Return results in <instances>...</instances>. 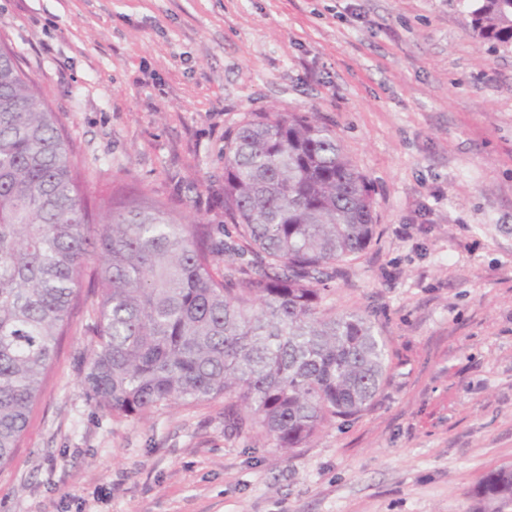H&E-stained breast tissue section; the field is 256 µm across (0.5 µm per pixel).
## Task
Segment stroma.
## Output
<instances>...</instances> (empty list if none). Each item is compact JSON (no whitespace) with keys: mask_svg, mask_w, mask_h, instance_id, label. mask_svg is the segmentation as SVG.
I'll list each match as a JSON object with an SVG mask.
<instances>
[{"mask_svg":"<svg viewBox=\"0 0 512 512\" xmlns=\"http://www.w3.org/2000/svg\"><path fill=\"white\" fill-rule=\"evenodd\" d=\"M56 113L88 200L141 189L224 221V136L318 112L373 190L376 230L323 301L365 312L388 372L363 412L283 455L223 399L119 419L82 380L83 288L0 512H512V53L456 0H0V45ZM478 495L485 501H512V469H499L488 475Z\"/></svg>","mask_w":512,"mask_h":512,"instance_id":"stroma-1","label":"stroma"}]
</instances>
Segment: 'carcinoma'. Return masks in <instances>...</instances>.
I'll return each instance as SVG.
<instances>
[{"label": "carcinoma", "mask_w": 512, "mask_h": 512, "mask_svg": "<svg viewBox=\"0 0 512 512\" xmlns=\"http://www.w3.org/2000/svg\"><path fill=\"white\" fill-rule=\"evenodd\" d=\"M473 35L512 52V0H458ZM366 177L316 112H262L224 141V262L211 224L144 193L92 209L54 112L0 47V467L13 458L97 257L93 344L83 385L126 418L222 398L224 415L283 454L371 405L386 340L359 312L322 307L338 265L375 233ZM478 495L512 500V469Z\"/></svg>", "instance_id": "carcinoma-1"}]
</instances>
